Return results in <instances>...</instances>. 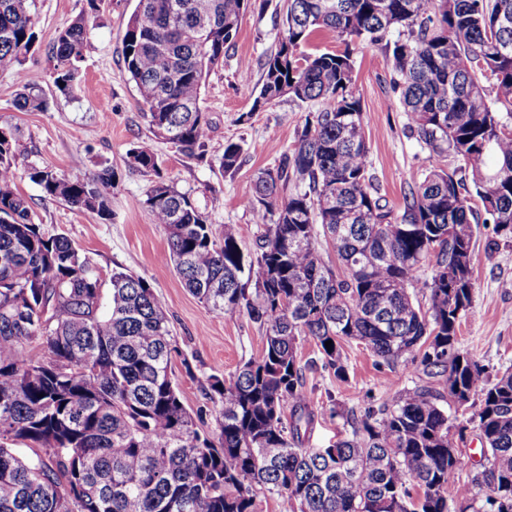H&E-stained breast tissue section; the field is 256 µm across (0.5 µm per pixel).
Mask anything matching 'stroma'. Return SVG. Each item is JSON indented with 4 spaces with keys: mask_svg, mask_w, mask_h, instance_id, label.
<instances>
[{
    "mask_svg": "<svg viewBox=\"0 0 512 512\" xmlns=\"http://www.w3.org/2000/svg\"><path fill=\"white\" fill-rule=\"evenodd\" d=\"M137 0H34L37 40L26 58L28 80L43 90L47 111L20 112L13 106L16 90L13 69L0 67V119L19 129L18 190L32 207L35 223L52 233L66 234L89 258L110 291L113 272L145 278L171 317L178 352L173 358L175 381L186 409L197 416L201 431L215 428V412L205 395L206 378L220 371L232 373L262 347V333L247 316L210 312L184 287L167 263L168 237L163 225L139 206L150 182L149 174L130 169L127 152L137 143L151 148L162 163L164 176L204 213L215 232L234 225L244 254L258 250L263 233L243 200L253 191L257 174L278 163L291 149L316 103L281 97L253 109L246 86L260 80L259 62L278 46L285 0H257L243 16L238 37L224 53L223 66L211 72L203 89V106L211 130L202 157H191L156 137L143 118V106L123 62L122 39ZM85 17L94 46L80 64L81 82L70 95L54 85L51 47L59 31ZM354 89L361 99L368 138V169L384 203L401 210L411 186L432 164L454 169L451 155L435 156L410 131V121L392 91V64L379 49L358 47L354 53ZM241 146L240 165L223 171L226 143ZM65 176H92L103 169L113 174L112 216L103 220L67 202L46 196L29 177L30 169ZM491 227L478 226L474 244L481 257L473 272L471 307L458 333L461 349L485 365L489 376L512 368V237L502 236L493 252H486ZM298 356L308 362L306 388L320 410L310 434L316 448L333 445L343 426L342 413L362 414L367 408L393 402L399 392L425 383L444 393V378L426 380L411 368L378 364L364 345L344 344L346 380L318 366L313 342H302ZM451 424L464 427L458 443L462 467L448 487V504L456 506L457 489L483 469V444L474 426L444 399Z\"/></svg>",
    "mask_w": 512,
    "mask_h": 512,
    "instance_id": "1",
    "label": "stroma"
}]
</instances>
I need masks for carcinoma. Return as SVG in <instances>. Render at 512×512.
<instances>
[{
    "mask_svg": "<svg viewBox=\"0 0 512 512\" xmlns=\"http://www.w3.org/2000/svg\"><path fill=\"white\" fill-rule=\"evenodd\" d=\"M250 2L138 0L128 20L123 59L144 118L188 156L209 137L205 79L224 63ZM31 6L0 0V67L15 71L14 108L44 112L47 99L23 68L36 41ZM204 22L210 37L199 42ZM323 30L344 48L300 52ZM358 44L388 55L418 138L460 161L451 172L432 166L397 214L369 174L353 90ZM88 45L81 18L59 32L51 54L61 93L78 85ZM260 71L259 86L246 88L253 109L285 95L319 108L245 200L264 228L255 255L244 257L231 224L216 236L149 147L128 152L130 167L153 176L139 204L165 227V259L185 288L214 313L247 314L263 333L258 354L234 373L206 378L210 433L181 400L176 338L151 285L116 271L103 302L89 258L33 222L15 189L18 128L0 124V512H258L262 496L292 512H450L448 485L461 469L450 449L463 434L452 433L439 394L420 385L347 414L336 443L313 448L318 408L298 358L306 338L339 380L343 344L355 340L381 365L445 378L455 402L479 399L489 467L459 488L455 512H512V371L489 381L457 338L479 260L473 225L512 235V127L499 116L512 117V0H287L278 48ZM240 157L238 144H225L221 168ZM29 177L49 197L110 216L108 169L84 178L34 168ZM320 236L334 268L320 258ZM31 343L45 356L31 355Z\"/></svg>",
    "mask_w": 512,
    "mask_h": 512,
    "instance_id": "cac0c4a2",
    "label": "carcinoma"
}]
</instances>
